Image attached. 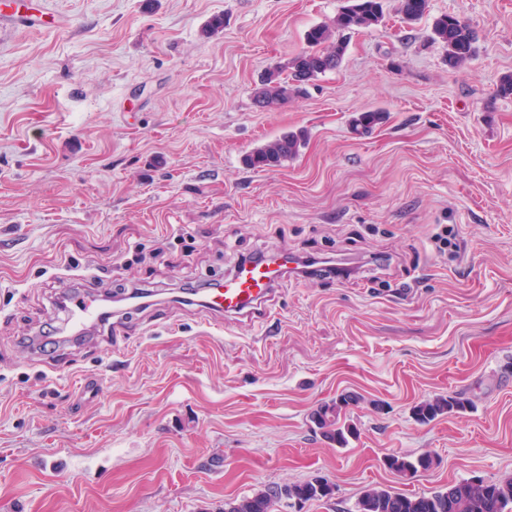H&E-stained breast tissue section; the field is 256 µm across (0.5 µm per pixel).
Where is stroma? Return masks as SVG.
<instances>
[{
    "label": "stroma",
    "mask_w": 512,
    "mask_h": 512,
    "mask_svg": "<svg viewBox=\"0 0 512 512\" xmlns=\"http://www.w3.org/2000/svg\"><path fill=\"white\" fill-rule=\"evenodd\" d=\"M29 4L57 23L0 32V512H223L315 477L331 500L278 512H355L372 487L512 478V0H430L413 24L383 0L341 67L275 109L262 77L345 0ZM444 14L478 34L457 69L430 40ZM369 109L385 121L354 133ZM286 132L296 157L245 166ZM435 224L458 257L433 254ZM260 251L361 273L288 277L260 317L180 297ZM69 275L150 298L121 331L35 350ZM345 393L342 447L310 417ZM455 394L473 409L415 420ZM423 453L411 479L384 464ZM430 236L435 251L440 255H448V250L456 252L460 249L458 230L453 224H435Z\"/></svg>",
    "instance_id": "35a3bbf8"
}]
</instances>
